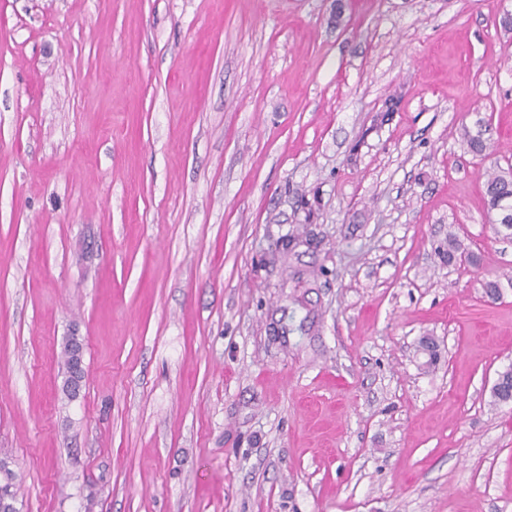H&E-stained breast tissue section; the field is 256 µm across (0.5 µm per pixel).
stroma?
<instances>
[{"label":"stroma","instance_id":"stroma-1","mask_svg":"<svg viewBox=\"0 0 512 512\" xmlns=\"http://www.w3.org/2000/svg\"><path fill=\"white\" fill-rule=\"evenodd\" d=\"M508 10L0 0L18 512H512V240L462 138L512 155Z\"/></svg>","mask_w":512,"mask_h":512}]
</instances>
